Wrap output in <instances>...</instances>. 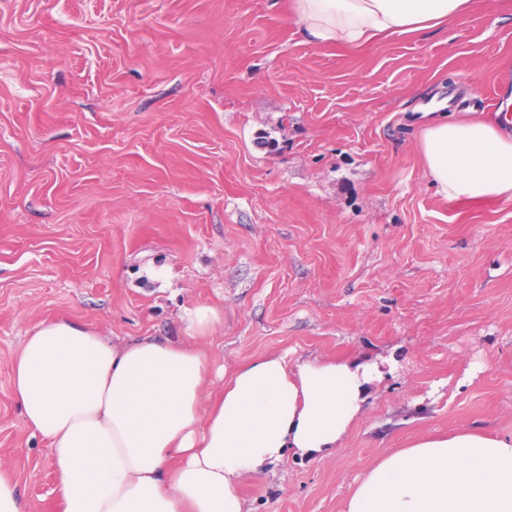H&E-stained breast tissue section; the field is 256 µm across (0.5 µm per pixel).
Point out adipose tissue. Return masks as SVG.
<instances>
[{
    "instance_id": "obj_1",
    "label": "adipose tissue",
    "mask_w": 512,
    "mask_h": 512,
    "mask_svg": "<svg viewBox=\"0 0 512 512\" xmlns=\"http://www.w3.org/2000/svg\"><path fill=\"white\" fill-rule=\"evenodd\" d=\"M470 0H290L319 45L362 47L465 15ZM426 171L451 199H512V133L492 118L441 119L422 137ZM197 349L118 346L73 321L43 323L12 364L27 427L51 448L60 512H244V475L286 451L325 455L351 431L377 362L241 365L206 403ZM345 512H512V435L422 437L383 457Z\"/></svg>"
}]
</instances>
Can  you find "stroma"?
I'll list each match as a JSON object with an SVG mask.
<instances>
[{
    "label": "stroma",
    "mask_w": 512,
    "mask_h": 512,
    "mask_svg": "<svg viewBox=\"0 0 512 512\" xmlns=\"http://www.w3.org/2000/svg\"><path fill=\"white\" fill-rule=\"evenodd\" d=\"M451 85L495 114L512 0L359 48L288 0H0V469L27 512H57L55 476L11 366L60 317L193 342L217 386L265 355L393 360L333 452L242 478L245 512H344L412 439L512 433V200L444 197L420 151ZM187 330L192 333L209 331L218 320L217 311L210 306H197L186 313Z\"/></svg>",
    "instance_id": "obj_1"
}]
</instances>
